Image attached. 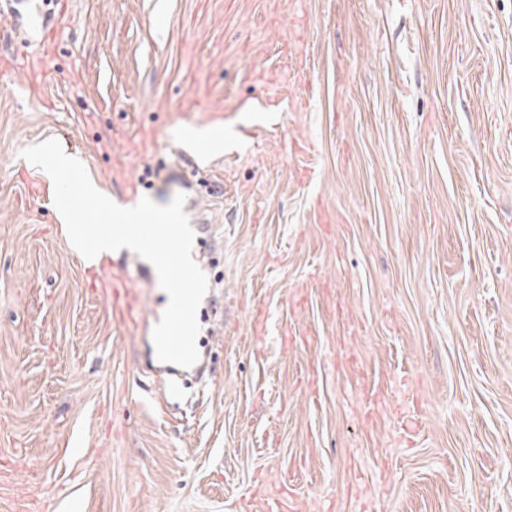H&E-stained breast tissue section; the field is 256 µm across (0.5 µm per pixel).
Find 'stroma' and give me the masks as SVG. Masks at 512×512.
<instances>
[{
    "label": "stroma",
    "mask_w": 512,
    "mask_h": 512,
    "mask_svg": "<svg viewBox=\"0 0 512 512\" xmlns=\"http://www.w3.org/2000/svg\"><path fill=\"white\" fill-rule=\"evenodd\" d=\"M5 6L0 512H512V0ZM48 139L123 206L195 200L182 399L133 255L90 273L39 196Z\"/></svg>",
    "instance_id": "35a3bbf8"
}]
</instances>
